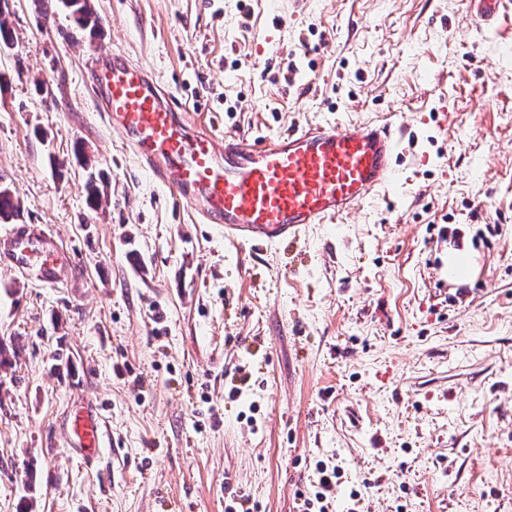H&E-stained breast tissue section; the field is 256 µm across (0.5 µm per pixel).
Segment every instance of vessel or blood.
<instances>
[{
	"mask_svg": "<svg viewBox=\"0 0 512 512\" xmlns=\"http://www.w3.org/2000/svg\"><path fill=\"white\" fill-rule=\"evenodd\" d=\"M469 18L491 29L507 0H464ZM91 83L104 117L139 165L197 220L257 246L294 244L310 224L357 210L398 176L403 130L382 118L346 128L328 120L272 137L218 133L214 122L180 111L150 71L122 50L96 54ZM69 264L50 237L15 226L0 244V267L53 283ZM107 437L99 404L77 403L67 444L94 466Z\"/></svg>",
	"mask_w": 512,
	"mask_h": 512,
	"instance_id": "vessel-or-blood-1",
	"label": "vessel or blood"
}]
</instances>
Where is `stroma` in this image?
<instances>
[{"label":"stroma","mask_w":512,"mask_h":512,"mask_svg":"<svg viewBox=\"0 0 512 512\" xmlns=\"http://www.w3.org/2000/svg\"><path fill=\"white\" fill-rule=\"evenodd\" d=\"M91 2L90 40L59 0L7 4L0 183L71 271H0V512H300L322 466L326 512H512V11ZM115 48L222 132L391 118L401 181L296 246L230 243L101 118L86 69ZM81 399L108 420L93 470L63 432ZM463 4L469 18L492 29L498 24L508 3L506 0H464Z\"/></svg>","instance_id":"35a3bbf8"}]
</instances>
